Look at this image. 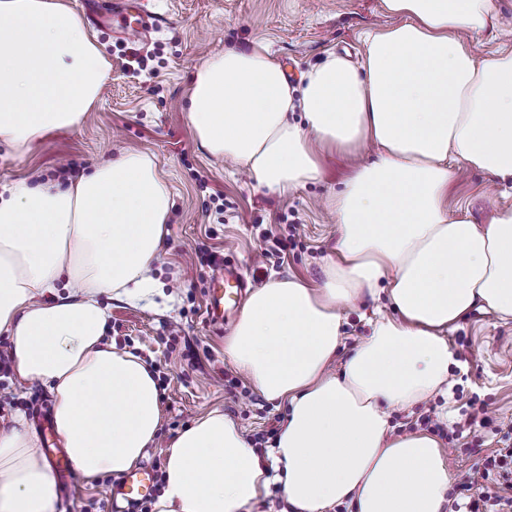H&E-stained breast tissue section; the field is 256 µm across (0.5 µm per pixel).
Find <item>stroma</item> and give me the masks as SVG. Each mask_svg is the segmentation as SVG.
<instances>
[{
    "instance_id": "stroma-1",
    "label": "stroma",
    "mask_w": 512,
    "mask_h": 512,
    "mask_svg": "<svg viewBox=\"0 0 512 512\" xmlns=\"http://www.w3.org/2000/svg\"><path fill=\"white\" fill-rule=\"evenodd\" d=\"M146 6L168 18L146 46L118 39L108 26L90 30L112 65L98 99L78 127L49 136L26 156L1 148L0 182L32 175L59 179L67 168L78 175L124 150L156 157L173 199L153 269L164 295L139 303L111 301L105 339L139 354L155 373L162 420L144 460L161 467L176 434L210 411L223 412L249 436L280 425L285 414L225 357L233 327L213 324L208 316L215 267L202 261V249L214 252L217 261L233 260L253 290L288 275L321 284L336 244V217L322 201L341 189L353 163L348 153L327 151L320 182L283 197L256 188L237 164L215 161L197 146L186 111L195 71L212 54L261 42L295 85L328 53L362 60L368 34L390 19L382 0H146ZM510 30L512 0H493L490 23L467 39L483 57L505 46ZM202 178L207 188H199ZM448 207L485 224L496 210L512 208V188L472 170L449 193ZM268 234L281 240L280 252L267 253ZM448 344L458 362L449 372V394L394 411L391 423L399 434L417 431L428 412L451 431L470 405L484 406L481 453L471 452L468 433L444 448L455 476L476 467L504 433H512V320L471 311L449 329ZM10 392L14 401L0 408V424L18 411L33 424L39 414L53 412L51 396L38 383ZM118 485L109 475L91 487L76 477L58 482L56 512H111L110 495Z\"/></svg>"
}]
</instances>
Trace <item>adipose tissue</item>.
<instances>
[{
    "label": "adipose tissue",
    "instance_id": "obj_1",
    "mask_svg": "<svg viewBox=\"0 0 512 512\" xmlns=\"http://www.w3.org/2000/svg\"><path fill=\"white\" fill-rule=\"evenodd\" d=\"M393 22L361 64L329 54L291 86L265 47L197 68L188 119L210 157L281 194L318 181L319 148L368 141L327 206L335 258L321 287L291 276L248 297L225 356L286 414L266 455L214 410L169 445L154 512H253L281 485L293 512H442L440 441L395 436L388 409L426 403L456 360L470 310L512 320V209L485 226L449 213L458 167L512 182V50L478 58L491 0H383ZM110 62L62 0H0V146L22 156L81 124ZM301 111L302 122L290 120ZM172 195L153 155L125 151L63 184L0 182V335L17 385L40 383L86 483L136 467L161 424L157 382L106 341L109 300L159 291L151 272ZM386 290L369 335L340 360L346 310ZM56 478L25 414L0 425V512H55Z\"/></svg>",
    "mask_w": 512,
    "mask_h": 512
}]
</instances>
